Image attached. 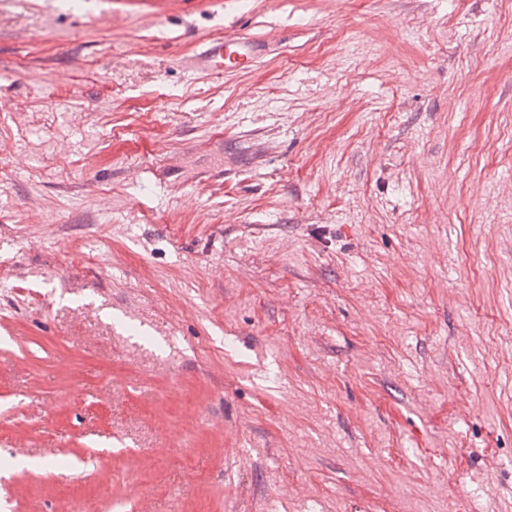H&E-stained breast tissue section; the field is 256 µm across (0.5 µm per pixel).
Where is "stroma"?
<instances>
[{
    "label": "stroma",
    "mask_w": 512,
    "mask_h": 512,
    "mask_svg": "<svg viewBox=\"0 0 512 512\" xmlns=\"http://www.w3.org/2000/svg\"><path fill=\"white\" fill-rule=\"evenodd\" d=\"M0 512H512V0H0ZM256 47L240 39H220L204 53V62L211 70H242L251 65Z\"/></svg>",
    "instance_id": "35a3bbf8"
}]
</instances>
